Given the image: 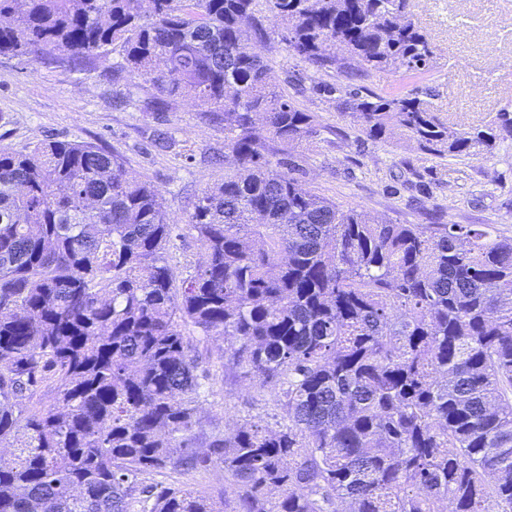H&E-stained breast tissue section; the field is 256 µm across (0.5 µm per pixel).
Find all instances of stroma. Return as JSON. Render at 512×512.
Here are the masks:
<instances>
[{"instance_id": "stroma-1", "label": "stroma", "mask_w": 512, "mask_h": 512, "mask_svg": "<svg viewBox=\"0 0 512 512\" xmlns=\"http://www.w3.org/2000/svg\"><path fill=\"white\" fill-rule=\"evenodd\" d=\"M433 47L427 68L341 74L315 70L290 56L280 41L283 23L258 4L270 38L254 43L272 68L279 92L316 119L313 136L283 151L312 192L344 207L396 224H488L512 238V141L474 156L437 155L394 135L366 137L338 110L329 86L356 85L386 96L429 91L442 117L469 125L512 105V0H414ZM110 53L94 69H70L0 57V150L46 138L89 142L119 152L128 172L150 181L176 224L167 255L175 283L203 260L186 227L203 190L232 170L224 148V118L192 101L158 99L150 82L115 79L120 62ZM213 374L197 403L206 434L248 421L280 419L273 386L224 379V342L210 339L205 353ZM165 487L233 496L222 468L154 475Z\"/></svg>"}]
</instances>
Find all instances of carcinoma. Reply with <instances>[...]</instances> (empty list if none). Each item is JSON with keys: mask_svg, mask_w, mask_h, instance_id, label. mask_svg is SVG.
<instances>
[{"mask_svg": "<svg viewBox=\"0 0 512 512\" xmlns=\"http://www.w3.org/2000/svg\"><path fill=\"white\" fill-rule=\"evenodd\" d=\"M259 0H0V56L95 65L224 113L235 171L188 228L204 260L173 287V224L114 151L0 152V512H512V240L486 224H395L304 188L285 149L315 118L250 46ZM317 69L425 68L414 0H265ZM339 92L374 140L475 155L512 138L444 123L431 94ZM200 332L196 337L188 328ZM224 378L278 386L283 423L209 436L201 344ZM55 402L31 409L39 386ZM221 465L235 498L146 484Z\"/></svg>", "mask_w": 512, "mask_h": 512, "instance_id": "carcinoma-1", "label": "carcinoma"}]
</instances>
